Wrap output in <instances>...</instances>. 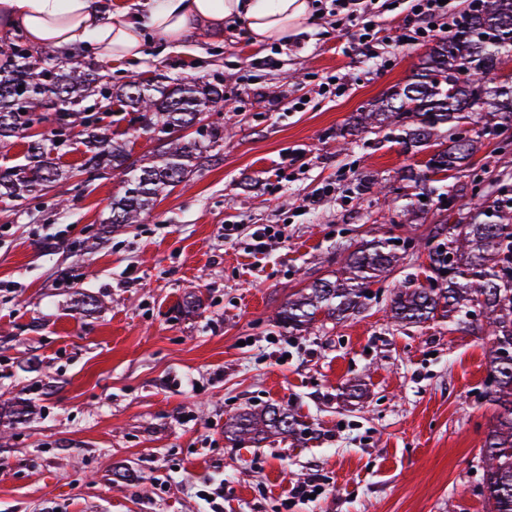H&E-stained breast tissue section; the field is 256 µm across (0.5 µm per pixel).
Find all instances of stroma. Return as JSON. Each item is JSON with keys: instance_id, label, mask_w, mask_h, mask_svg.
Instances as JSON below:
<instances>
[{"instance_id": "1", "label": "stroma", "mask_w": 512, "mask_h": 512, "mask_svg": "<svg viewBox=\"0 0 512 512\" xmlns=\"http://www.w3.org/2000/svg\"><path fill=\"white\" fill-rule=\"evenodd\" d=\"M404 26L385 14L377 61L344 55L342 33L317 18L264 44L237 22L208 41L150 31L140 58L105 63L116 84L154 71L223 80L224 145L140 224H105L120 189L108 177L78 198L62 182L0 202V403L32 408L0 420V512H485L489 339L386 315L401 280L426 283V255L407 257L347 321L293 336L273 319L360 241L425 236L442 219L431 201L417 223L386 221L414 193L402 169L427 153H403L388 130L336 148L349 117L428 50L399 43ZM331 74L343 96L319 95ZM303 95L305 110L287 111ZM508 161L487 141L447 183ZM365 174L386 192L362 188ZM269 226L281 237L248 257ZM269 405L293 411L299 439L225 440L229 417ZM313 476L323 495L285 500ZM206 483L223 485L219 504L200 496Z\"/></svg>"}]
</instances>
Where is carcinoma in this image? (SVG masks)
Listing matches in <instances>:
<instances>
[{"label":"carcinoma","mask_w":512,"mask_h":512,"mask_svg":"<svg viewBox=\"0 0 512 512\" xmlns=\"http://www.w3.org/2000/svg\"><path fill=\"white\" fill-rule=\"evenodd\" d=\"M458 16L453 32L434 41L404 84L353 116L358 132L398 131L406 153L434 149L403 179L428 199L451 197V213L423 239L362 242L335 279H318L292 294L276 319L288 331L302 332L321 313L340 319L359 313L369 300L368 286L384 282L405 255L427 253L434 275L426 285L396 289L390 319L402 326L446 319L490 337L480 396L497 416L480 449L483 492L487 512H512V357L503 356L512 352V197L506 194L512 174L474 179L469 195L441 185L448 172L466 168L484 140L512 123V83L497 81L501 56L512 55V25H503L512 20V0H469ZM79 57L35 54L21 34L0 49V142L28 140L23 163L0 166V198H37L68 179L55 152L75 140L85 147L80 173L110 174L122 183L108 223L137 224L160 195L189 180L203 151L224 141V124L203 123L224 101V85L158 74L116 87ZM115 104L133 115L131 122L154 143L151 151L136 157L129 143L111 137L103 121ZM43 124L45 130L33 132ZM197 124L198 137L182 134ZM298 426L294 413L270 405L232 418L224 437L244 445L294 436Z\"/></svg>","instance_id":"1"}]
</instances>
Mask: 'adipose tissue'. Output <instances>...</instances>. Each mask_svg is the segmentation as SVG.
I'll use <instances>...</instances> for the list:
<instances>
[{
    "label": "adipose tissue",
    "instance_id": "ef3b65f1",
    "mask_svg": "<svg viewBox=\"0 0 512 512\" xmlns=\"http://www.w3.org/2000/svg\"><path fill=\"white\" fill-rule=\"evenodd\" d=\"M237 20L252 42H273L312 19L310 0H151L145 13L118 8L100 16L94 0H0V27L19 29L38 47L61 50L94 45L109 61L141 55L142 35L153 30L168 39L187 30L210 38Z\"/></svg>",
    "mask_w": 512,
    "mask_h": 512
}]
</instances>
